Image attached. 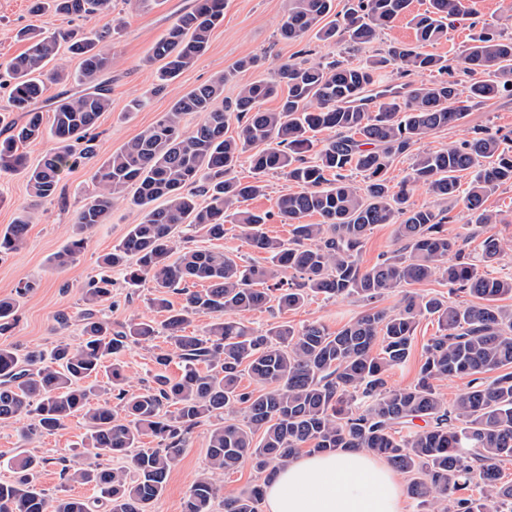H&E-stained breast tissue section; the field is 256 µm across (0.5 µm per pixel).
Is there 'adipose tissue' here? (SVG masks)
<instances>
[{"label": "adipose tissue", "mask_w": 512, "mask_h": 512, "mask_svg": "<svg viewBox=\"0 0 512 512\" xmlns=\"http://www.w3.org/2000/svg\"><path fill=\"white\" fill-rule=\"evenodd\" d=\"M264 496L265 512H402L403 488L382 458L353 450L289 460Z\"/></svg>", "instance_id": "adipose-tissue-1"}]
</instances>
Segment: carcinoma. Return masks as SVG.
Here are the masks:
<instances>
[{
	"label": "carcinoma",
	"instance_id": "carcinoma-1",
	"mask_svg": "<svg viewBox=\"0 0 512 512\" xmlns=\"http://www.w3.org/2000/svg\"><path fill=\"white\" fill-rule=\"evenodd\" d=\"M50 2L70 17L106 13L112 4ZM430 2V10L410 20L416 44L392 45L364 65L286 63L271 79L244 85L234 102L219 107L226 79L221 74L178 96L170 111L96 170L95 192L77 211L54 264L75 261L86 248V232L105 223L129 190L142 221L100 258V273L84 291L78 346L62 343L24 355L0 347V426L32 417L37 429L52 432L83 413L90 427L85 447L98 457L129 460L119 469L99 462L64 469L65 479L100 492L106 512H147L163 494L188 435L211 418L218 423L209 437L208 469L190 486L183 512H213L220 478L245 461L258 473L271 474L303 448L314 453L365 448L412 475L408 496L431 512H512V484L500 482L498 467L512 457V308L500 304L512 298V276L478 270L496 264L512 245L491 234L471 258L462 251L460 236L448 233L445 211L410 203L416 185L442 200L456 197L461 174L472 170L464 198L468 223H497L485 202L500 186L512 184V137L478 129L459 144L414 154L411 172L399 186L388 177L397 157L457 125L471 103L508 90L512 37L483 28L473 38L459 65L469 77L464 96L448 62L426 47L446 37L448 20L462 15L465 5L463 0ZM410 5L411 0H349L333 19V0H291L280 36L297 40L313 32L323 41L355 47L372 42ZM223 22L224 0H197L177 17L146 59L162 62L156 91L166 90L206 52L213 30ZM18 37L28 48L7 65L9 102L26 121L10 125V135L0 140V172L25 173L31 195L46 199L56 195L61 173L93 152L88 132L112 104L105 79L112 55L98 31L74 38L68 31L46 35L25 29ZM62 41L81 60L83 89L55 98L46 128L39 103L47 83L68 80L58 60ZM389 66L402 78L424 72L448 78L379 90L375 76ZM283 87L287 94L278 109H262L261 103ZM187 114L200 116L190 129L182 124ZM233 121L239 131L228 136ZM323 131L335 135L318 144L316 134ZM46 137L53 147L38 163L29 162L20 147ZM244 155L252 182L232 176ZM351 169L365 174L364 190L348 181L345 171ZM270 172L286 175L300 191L279 196L274 214L245 207L263 194V176ZM228 215L241 224L247 244L266 255V265H242L232 252L198 248L172 259L197 228L212 239L224 238ZM274 215L291 227L288 240L264 230ZM312 215L320 222L306 223ZM377 224L394 225L400 248L364 268L359 256ZM28 226L23 212L0 232V254L20 251ZM114 270L130 286L153 282V306L166 313L162 328L170 345L156 354L155 364L165 368L181 360L179 379L157 374L143 391L130 389L118 358L131 344L153 341L157 326L146 318L114 323L104 313ZM434 277L448 282L449 293H463L468 300L408 290ZM197 285L203 289L190 290ZM397 288L407 289L398 311L375 307ZM171 289L186 295L179 309L165 298ZM272 292L284 312L300 308L312 294L353 296L368 309L334 333L319 322L299 328L284 322L263 333L234 318L262 308ZM195 314L212 318L202 335L186 332ZM427 317L434 318L438 331L425 345L415 381L388 386L387 373L409 361L415 330ZM17 320L16 299H0V335L11 333ZM202 363L204 371L198 369ZM102 373L110 399L101 397L95 384ZM245 373L259 391L241 388ZM454 376L468 382L449 404L436 382ZM113 399L124 416L113 409ZM235 405L244 408L241 422L224 419ZM145 437L159 440L160 447H139ZM45 463L32 455L13 459L17 477L0 482V512H90L84 500L51 498L32 483V472ZM476 479L480 489L474 495ZM262 497V486L256 485L224 499V512H258Z\"/></svg>",
	"mask_w": 512,
	"mask_h": 512
}]
</instances>
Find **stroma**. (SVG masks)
<instances>
[{
	"label": "stroma",
	"mask_w": 512,
	"mask_h": 512,
	"mask_svg": "<svg viewBox=\"0 0 512 512\" xmlns=\"http://www.w3.org/2000/svg\"><path fill=\"white\" fill-rule=\"evenodd\" d=\"M196 0H112L108 13L85 20L52 12L32 11V0H0V139L6 136V122L23 123L20 112L8 111L10 78L4 68L12 57L25 51V42L15 34L23 27H37L48 32L71 30L83 34L92 30L107 31L106 39L112 52L110 97L112 105L102 113L93 131V153L76 166L64 171L60 177L57 195L47 200L31 197L27 180L21 173L0 174V231L14 222L20 210H28L31 224L25 246L16 253L0 256V298L16 295L21 283L33 282L34 288L19 299V323L11 334L0 335V346L15 348L19 353L48 350L58 343L78 345L82 339L78 313L84 309V286L99 272L98 258L111 251L127 232L130 225L139 223L142 211L124 200L112 209L109 223L92 228L84 253L72 264L56 268L53 256L66 244L72 233L76 212L95 188L97 168L112 153L119 151L128 141L154 124L168 112L176 95L207 83L217 75H225L223 100H233L247 83L270 78L281 63H327L336 59L361 64L382 54L390 44H414L415 35L407 17H399L390 26L379 31L376 39L357 49L346 43H327L315 34H307L297 41L280 37L279 27L288 13L289 0H224V22L211 34L205 54L184 71L164 92L153 93L157 66L146 65L145 59L155 41L170 27L176 17L190 10ZM469 15L456 19L448 28L447 37L432 46L431 51L458 65L471 44L474 33L487 27L506 36H512V6L507 0H467ZM255 58L248 69H240L244 58ZM145 99L139 111H129L132 100ZM483 128L499 134H512V92H502L496 98L473 106L462 123L439 130L420 144L421 149L436 150L459 143L471 136L473 130ZM411 203L417 208H447L451 221L448 231L466 237L465 249L475 252L481 236L468 226V213L462 198L444 202L426 187L415 188ZM193 243L204 248L230 250L246 264H260L264 256L246 243L242 228L232 219L224 221V236L214 240L196 234ZM112 303L106 313L115 322H125L144 316L163 322L164 313L152 305L155 290L151 283L137 288L128 287L121 273L112 275ZM364 304L354 297H311L298 310L280 312L276 302L264 308L240 313L245 325L254 329H267L282 322L302 326L309 322L324 324L336 331L358 317ZM71 317L68 325H60V313ZM165 336H158L147 344L131 345L121 356L132 388L151 385L157 372L154 357L168 350ZM32 419H24L10 427H0V480L13 479V471L6 461L17 455H35L45 458L46 464L38 473L36 484L47 495L63 494L96 500L97 493L90 486L67 483L61 474L64 463L83 460L86 450L83 442L88 433L82 415L70 417L65 426L55 432L32 434ZM212 422L197 426L188 438L169 472L161 498L149 507V512H181L183 500L194 479L208 462V443Z\"/></svg>",
	"instance_id": "1"
}]
</instances>
